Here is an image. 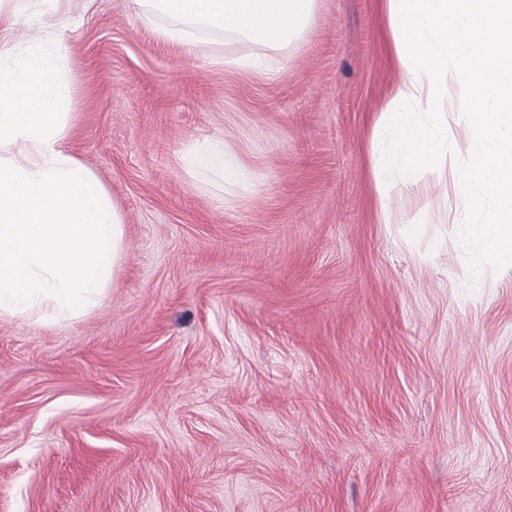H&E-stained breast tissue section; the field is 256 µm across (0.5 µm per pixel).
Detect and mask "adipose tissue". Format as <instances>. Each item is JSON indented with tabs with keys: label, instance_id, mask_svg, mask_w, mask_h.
Masks as SVG:
<instances>
[{
	"label": "adipose tissue",
	"instance_id": "ef3b65f1",
	"mask_svg": "<svg viewBox=\"0 0 512 512\" xmlns=\"http://www.w3.org/2000/svg\"><path fill=\"white\" fill-rule=\"evenodd\" d=\"M144 24L155 14L173 18L161 37L183 43L191 30L219 26L258 45L301 34L314 0H134ZM390 51L401 83L375 120L391 134L389 150L373 149L372 179L381 222L396 169L415 182L450 183L472 210L485 196L497 206L469 233L503 271H512V0H382ZM467 61L458 80L467 93L451 98L439 76L448 56ZM70 100L57 70L40 54L19 69L0 67V146L16 147L0 159V316L48 307L73 319L102 305L119 265L124 226L92 172L64 151ZM466 117L481 135L468 144L466 176L446 179L455 158L448 146L449 113ZM200 177L237 182L238 164L214 144L191 159Z\"/></svg>",
	"mask_w": 512,
	"mask_h": 512
}]
</instances>
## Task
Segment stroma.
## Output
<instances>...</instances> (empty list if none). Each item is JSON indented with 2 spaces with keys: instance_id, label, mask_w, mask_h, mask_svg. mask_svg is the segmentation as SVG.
I'll use <instances>...</instances> for the list:
<instances>
[{
  "instance_id": "35a3bbf8",
  "label": "stroma",
  "mask_w": 512,
  "mask_h": 512,
  "mask_svg": "<svg viewBox=\"0 0 512 512\" xmlns=\"http://www.w3.org/2000/svg\"><path fill=\"white\" fill-rule=\"evenodd\" d=\"M380 3L315 0L263 47L165 42L130 0H0V64L59 70L66 149L125 231L103 305L0 318V512H512V273L468 232L495 202L406 171L380 223ZM216 140L251 182L196 180Z\"/></svg>"
}]
</instances>
